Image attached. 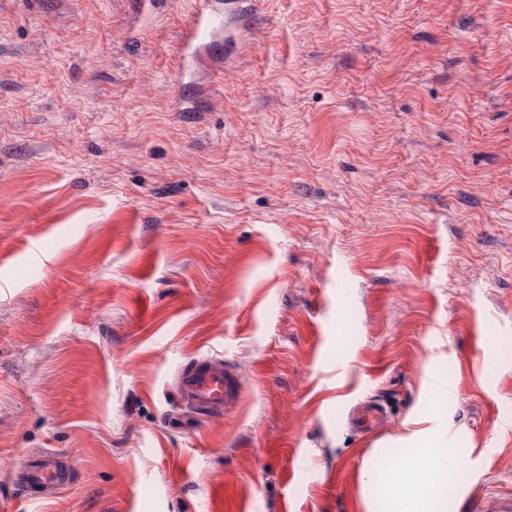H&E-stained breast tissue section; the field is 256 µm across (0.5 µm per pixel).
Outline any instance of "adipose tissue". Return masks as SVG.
<instances>
[{
    "label": "adipose tissue",
    "instance_id": "adipose-tissue-1",
    "mask_svg": "<svg viewBox=\"0 0 512 512\" xmlns=\"http://www.w3.org/2000/svg\"><path fill=\"white\" fill-rule=\"evenodd\" d=\"M442 434L438 427L414 433L401 453L362 472L366 512H447L459 451L443 445Z\"/></svg>",
    "mask_w": 512,
    "mask_h": 512
}]
</instances>
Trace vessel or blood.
I'll use <instances>...</instances> for the list:
<instances>
[{
	"label": "vessel or blood",
	"mask_w": 512,
	"mask_h": 512,
	"mask_svg": "<svg viewBox=\"0 0 512 512\" xmlns=\"http://www.w3.org/2000/svg\"><path fill=\"white\" fill-rule=\"evenodd\" d=\"M251 12V0H197L196 10L182 36V62L192 61L196 48L219 28L224 31L225 57L241 52L250 30ZM174 391L183 408L220 417L226 407L241 399L243 385L237 374L225 367L223 359L199 356L178 368ZM386 419V409L373 403L357 404L348 413L351 426L365 437L377 434ZM13 479L24 497L37 499L44 491L67 484L69 475L62 458L39 453L30 455L27 464L14 472Z\"/></svg>",
	"instance_id": "b4317fda"
}]
</instances>
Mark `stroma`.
Wrapping results in <instances>:
<instances>
[{"label":"stroma","instance_id":"1","mask_svg":"<svg viewBox=\"0 0 512 512\" xmlns=\"http://www.w3.org/2000/svg\"><path fill=\"white\" fill-rule=\"evenodd\" d=\"M194 8L0 0V512H365L363 468L438 423L448 512H498L512 0H257L239 57L185 67ZM198 355L245 393L178 421ZM35 450L70 482L28 500ZM347 418L358 433L369 437L377 434L383 428L387 419V411L378 404L359 403L348 412Z\"/></svg>","mask_w":512,"mask_h":512}]
</instances>
